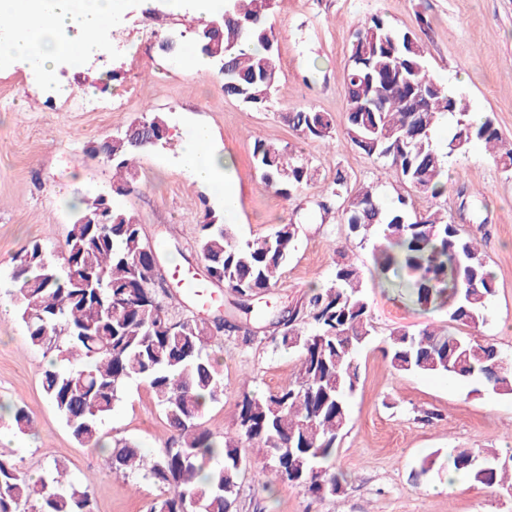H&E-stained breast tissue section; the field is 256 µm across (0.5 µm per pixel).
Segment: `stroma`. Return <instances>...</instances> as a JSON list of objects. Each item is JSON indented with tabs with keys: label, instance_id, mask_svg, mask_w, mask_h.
<instances>
[{
	"label": "stroma",
	"instance_id": "35a3bbf8",
	"mask_svg": "<svg viewBox=\"0 0 512 512\" xmlns=\"http://www.w3.org/2000/svg\"><path fill=\"white\" fill-rule=\"evenodd\" d=\"M145 0H126L100 38L109 46L82 66L58 62L52 79L17 66H0V276L10 274L20 250L40 243L55 249L87 200L110 192V162L88 152L90 143L125 129L149 110L162 112L168 137L162 147L136 163L141 191L119 197L132 212L143 237L155 249L163 275L174 266L203 275L197 254L199 219L204 208L222 212L211 189L192 181L183 167L182 141L196 124L207 125L213 143L233 160L228 176L238 196L234 229L249 238L298 227L296 247L277 288L256 295L255 310L278 314L329 281L339 256L359 267L372 306L374 337L359 354L360 379L352 395L349 421L336 448L334 467L343 473V494L315 500L299 488L274 483L264 490L253 476L264 463L252 455V474L243 479L237 512H512V495L471 481H448L456 449L493 448L500 459L512 456V395L475 392L473 383L445 375L393 369L383 341L397 327L432 324L479 343H490L512 358V174L496 166L482 144L449 160L448 189L439 204L465 237L477 242L495 277L488 321L471 329L452 325L443 311L424 312L402 289L372 274V246L350 235L339 203L331 194L335 171L351 184L374 186L380 199L425 201L399 182L387 163L368 157L344 136L334 147L298 139L283 113L311 107L345 124L343 71L349 45L363 23L380 16L399 29L429 26L421 32L430 73L450 91L463 94L475 114L494 117L503 138L512 142V0H274L269 22L277 40L281 91L261 110L226 98L215 68L197 51L199 18L192 11H169L156 0L146 14ZM173 51H165V41ZM92 86L94 107L72 112L52 83ZM291 144L317 169V177L285 198L263 186L252 164L255 139ZM180 312L200 318L236 314L255 337L223 336L213 344L224 378V395L205 410L206 425L218 437L235 435L234 415L244 395L277 390L298 370L295 350L271 341V326L253 315L234 313L232 295L217 287L203 305L182 288L169 289ZM50 360L32 346L15 316L11 297L0 288V454L37 477L53 462L89 488L94 512H147L161 493L153 480L113 472L109 454L82 448L45 397L42 375ZM27 410L32 420L17 431L11 416ZM103 431L107 439L137 441L147 450L170 441L168 423L149 388L124 387ZM433 469L414 478L425 458Z\"/></svg>",
	"mask_w": 512,
	"mask_h": 512
}]
</instances>
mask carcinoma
Masks as SVG:
<instances>
[{"instance_id":"carcinoma-1","label":"carcinoma","mask_w":512,"mask_h":512,"mask_svg":"<svg viewBox=\"0 0 512 512\" xmlns=\"http://www.w3.org/2000/svg\"><path fill=\"white\" fill-rule=\"evenodd\" d=\"M272 0H223L210 20L200 21V51L212 41L231 50L219 72L224 96L264 108L279 83L275 35L268 25ZM217 23L220 32L212 30ZM344 136L368 156L383 160L395 177L432 202L447 189L449 158L474 143L491 151L512 173V147L501 145L494 120L470 117L466 97L452 94L429 72L424 46L411 29L379 17L365 22L351 43L344 73ZM455 117L448 152L434 142L447 116ZM297 138L328 142L334 120L305 108L285 115ZM132 135L112 136L90 152L112 163L118 185L135 191L139 156L166 139L160 112L133 120ZM253 163L264 187L283 197L299 191L314 169L289 145L255 139ZM333 195L350 232L373 243L377 277L399 278L411 301L425 310H446L448 321L484 325L495 281L478 245L461 236L441 210L411 214L399 197L384 206L370 185L352 187L336 172ZM297 225L282 224L268 235L239 240L211 209L202 213L198 255L208 282L222 284L241 310L259 292L277 287L295 249ZM153 248L141 236L135 215L100 194L69 225L60 253L34 243L18 256L12 279L16 316L31 343L56 351L65 366L43 373L45 397L84 448H102L103 425L124 384L145 382L175 433L174 444L146 453L127 439L112 441V469L143 473L163 487L148 512H237L248 448L264 450L269 468L257 471L264 487L287 482L315 498H336L343 475L332 460L349 421V397L360 378L358 354L373 336L371 305L358 268L336 264L333 278L284 311L272 340L299 353L295 378L262 398L245 396L235 415L236 436L219 443L203 421L206 402L224 396L223 375L209 347L240 326L217 317L178 316L156 286ZM392 368L475 381L480 388L512 395V362L492 345L431 326L393 329L384 340ZM452 467L487 487L512 493V472L493 452L463 450ZM0 512H93L90 492L72 484L56 463L31 480L11 457L0 456Z\"/></svg>"}]
</instances>
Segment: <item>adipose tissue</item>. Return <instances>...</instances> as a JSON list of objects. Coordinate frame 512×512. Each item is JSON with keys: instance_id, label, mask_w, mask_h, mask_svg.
<instances>
[{"instance_id": "obj_1", "label": "adipose tissue", "mask_w": 512, "mask_h": 512, "mask_svg": "<svg viewBox=\"0 0 512 512\" xmlns=\"http://www.w3.org/2000/svg\"><path fill=\"white\" fill-rule=\"evenodd\" d=\"M122 5L123 0H0V18L7 21L0 30V58L43 74L64 57L81 63L104 52L97 34ZM183 156L192 179L218 187L225 218H234L237 195L224 177L232 160L213 147L208 128L191 130L183 140Z\"/></svg>"}]
</instances>
